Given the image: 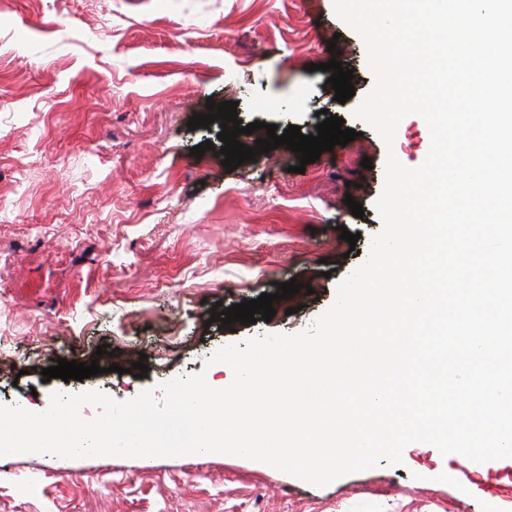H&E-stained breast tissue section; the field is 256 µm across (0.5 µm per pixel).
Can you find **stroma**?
Wrapping results in <instances>:
<instances>
[{"label":"stroma","instance_id":"35a3bbf8","mask_svg":"<svg viewBox=\"0 0 512 512\" xmlns=\"http://www.w3.org/2000/svg\"><path fill=\"white\" fill-rule=\"evenodd\" d=\"M334 57L355 72L342 104L319 69ZM373 84L333 0H0V405L48 406L66 384L41 371L61 358L103 367L79 391L160 399L179 376L225 378L207 363L225 345L310 329L382 228L388 153L414 168L430 149L421 116L400 122L390 148L354 117ZM210 98L262 122L239 135L249 147L270 124L315 133L323 109L357 136L301 174L284 146L230 171L218 124L187 127ZM292 279L310 292L276 299ZM265 293L271 320L212 321L213 305ZM455 467L408 447L401 465L315 487L223 454H20L0 458V512H512L511 460L442 477Z\"/></svg>","mask_w":512,"mask_h":512}]
</instances>
